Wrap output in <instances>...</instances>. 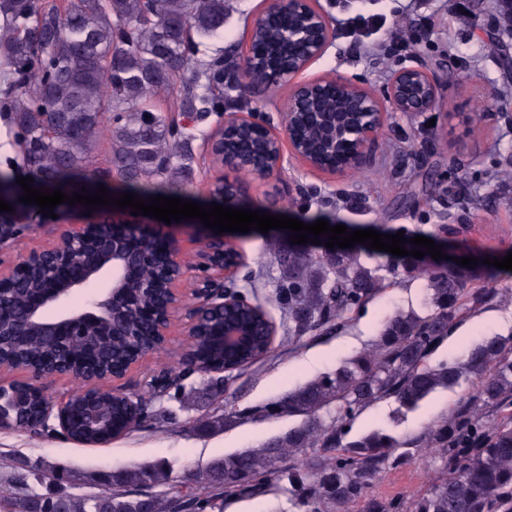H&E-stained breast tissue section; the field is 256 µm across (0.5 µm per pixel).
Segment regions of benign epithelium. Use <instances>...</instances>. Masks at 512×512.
<instances>
[{"instance_id":"1","label":"benign epithelium","mask_w":512,"mask_h":512,"mask_svg":"<svg viewBox=\"0 0 512 512\" xmlns=\"http://www.w3.org/2000/svg\"><path fill=\"white\" fill-rule=\"evenodd\" d=\"M288 14L301 21L299 42L302 52L280 68H269L260 61L255 51L259 26L271 18ZM244 59L252 72L264 76L265 84L286 93L285 106L288 123L286 137H281L270 122L255 118L252 112H226L224 121L218 123L207 138L211 156L222 151V136L237 130L260 127L273 144L271 164L256 165L242 155H231L217 181L225 187L239 188L241 183L234 172L248 170L263 180L277 173L288 159H295L307 170L336 174L345 169L359 167L367 162L371 149L382 129L384 112L391 109L415 115L429 112L439 101V89L430 69L421 62L397 71L387 87L384 97L378 98L370 91L336 76L306 75L312 64L323 58L333 45V32L327 16L315 0H266L264 6L249 23L244 36ZM332 92L336 108L331 113L335 138L348 148L343 165L327 166L308 151L295 129L296 119L308 111L321 96ZM135 229V236L142 243L139 251L128 248L127 234ZM180 241L172 238L166 227L159 224H140L112 219L103 225L96 220L80 224L62 234L52 246L32 252L0 272V300L7 298L19 284V274L35 270L39 274V288L32 296L26 310L25 326L44 336L48 346L59 350L77 336H111L112 321L121 311V302L128 292L127 274L133 265L160 264L156 275L139 281L138 291L155 300L152 320L144 335L151 337L137 355L121 369H107L85 359L54 358L35 366L45 376L68 377L79 371L90 389L99 394L107 393L112 402L127 405L123 422L118 424L120 434H125L139 417V396L122 386H109V382L123 379L147 355L168 348L172 343V330L178 326L181 335L194 340L199 315L222 310L230 305L232 285L241 268L246 265V253L241 245V235L225 232L202 237L197 241V270L191 272L178 262ZM105 279L109 288L81 306L71 304L72 298L93 283ZM221 345L232 350L244 340L238 320L228 319L219 328ZM19 384L0 386V426L11 425V415L5 408H19L26 402V395H42L32 386L27 392L18 390ZM75 403L72 399L54 405L43 403L41 424L50 431L65 435Z\"/></svg>"}]
</instances>
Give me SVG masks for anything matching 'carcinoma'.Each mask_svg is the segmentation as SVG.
Listing matches in <instances>:
<instances>
[{
    "label": "carcinoma",
    "instance_id": "cac0c4a2",
    "mask_svg": "<svg viewBox=\"0 0 512 512\" xmlns=\"http://www.w3.org/2000/svg\"><path fill=\"white\" fill-rule=\"evenodd\" d=\"M225 0H72L60 9L45 0H0V61L6 66L0 112L10 115L22 166L36 188L67 194L101 184L92 149L109 136L114 172L112 196L141 198L195 196L193 182L181 177L194 162L195 135L177 112L204 120L224 112V57L196 58L198 42L224 31ZM281 34L261 31L268 59ZM179 87L178 105L158 107L153 97ZM16 173L0 169V197L19 202ZM274 301L288 319V341L332 323L340 326L382 291L402 266L423 275L432 312H397L368 348L281 397L248 409L212 410L206 431L222 432L245 419L300 416L288 429L257 448L216 457L201 469L175 475L167 465L145 463L99 476L90 495L41 493L32 486L11 495L0 485L3 512H224V502L254 500L277 489L303 512H512V334L472 346L465 363L433 360L466 315L489 303L495 289L485 282L501 270L478 263L480 275L444 258L421 266L410 255L356 247L320 255L288 246L279 253ZM29 292L20 284L4 308L22 327ZM95 343L100 363L110 365L129 344L126 333ZM3 347L38 361L46 342L38 336H3ZM199 350L212 366L243 371L269 357L262 338L226 355L217 337H199ZM467 382L473 391L449 416L420 436L402 440L383 429L351 434L353 422L373 403L391 400L397 411H412L439 388ZM40 406L33 400L13 412L15 428L41 433L31 424ZM174 419L153 409V394L141 395L142 423ZM70 439L101 440L107 428L89 430L81 410L71 420ZM435 449L436 476L409 497L373 493L389 468ZM38 483L61 482L65 472L36 468Z\"/></svg>",
    "mask_w": 512,
    "mask_h": 512
}]
</instances>
